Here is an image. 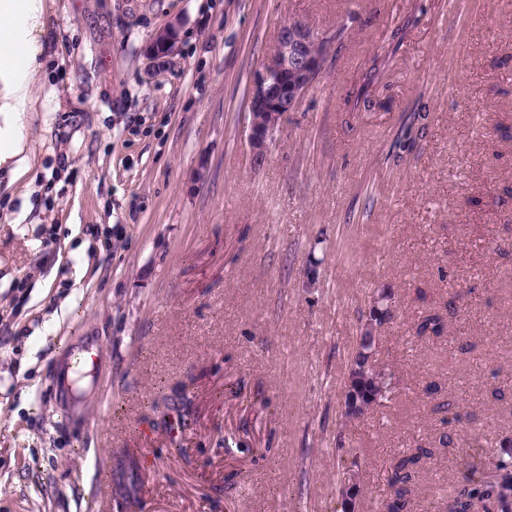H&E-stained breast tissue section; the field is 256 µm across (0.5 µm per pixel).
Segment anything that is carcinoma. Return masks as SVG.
Returning a JSON list of instances; mask_svg holds the SVG:
<instances>
[{
	"mask_svg": "<svg viewBox=\"0 0 512 512\" xmlns=\"http://www.w3.org/2000/svg\"><path fill=\"white\" fill-rule=\"evenodd\" d=\"M455 313L453 299L428 309L415 323V334L423 340H435L448 333V318ZM392 318L389 311L376 319L377 328L365 324L359 327L357 349L352 359V369L346 382L344 404L353 407L344 417L355 420L366 415L372 408L389 398L396 388L394 376L377 368L374 357L380 341V327ZM435 449L417 447L395 455L389 466L388 494L381 502L382 512H414L418 494L417 479ZM358 477L353 469L344 473L338 487L341 512H346L348 498L360 493V486L348 487L349 480ZM477 502L484 503V512H491L489 505L498 512H512V438L500 441L499 450L490 460L489 475L479 479H466L454 489L448 499L450 512H472Z\"/></svg>",
	"mask_w": 512,
	"mask_h": 512,
	"instance_id": "carcinoma-1",
	"label": "carcinoma"
}]
</instances>
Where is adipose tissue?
<instances>
[{
	"label": "adipose tissue",
	"mask_w": 512,
	"mask_h": 512,
	"mask_svg": "<svg viewBox=\"0 0 512 512\" xmlns=\"http://www.w3.org/2000/svg\"><path fill=\"white\" fill-rule=\"evenodd\" d=\"M46 12L45 0H0V165L15 161L19 175L27 170L22 131L42 68Z\"/></svg>",
	"instance_id": "obj_1"
}]
</instances>
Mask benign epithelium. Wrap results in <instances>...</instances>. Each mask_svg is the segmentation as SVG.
I'll use <instances>...</instances> for the list:
<instances>
[{"label": "benign epithelium", "mask_w": 512, "mask_h": 512, "mask_svg": "<svg viewBox=\"0 0 512 512\" xmlns=\"http://www.w3.org/2000/svg\"><path fill=\"white\" fill-rule=\"evenodd\" d=\"M327 44V38L301 23H288L281 29L276 46L247 92L249 148L255 159L263 158L284 116L298 107L318 79ZM177 50L178 29L174 25L157 33L149 47L156 59Z\"/></svg>", "instance_id": "benign-epithelium-1"}]
</instances>
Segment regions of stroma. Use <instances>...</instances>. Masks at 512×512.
<instances>
[{
    "mask_svg": "<svg viewBox=\"0 0 512 512\" xmlns=\"http://www.w3.org/2000/svg\"><path fill=\"white\" fill-rule=\"evenodd\" d=\"M47 4L29 170L0 166V512H337L354 461L378 512L392 457L444 431L417 512L481 476L512 437V0ZM291 22L330 48L257 160L246 95ZM381 289L398 386L349 421ZM449 298L447 337L416 338ZM77 336L100 383L71 419L52 379ZM177 50L178 29L174 25L157 33L149 47L151 55L156 59L174 54Z\"/></svg>",
    "mask_w": 512,
    "mask_h": 512,
    "instance_id": "obj_1",
    "label": "stroma"
}]
</instances>
